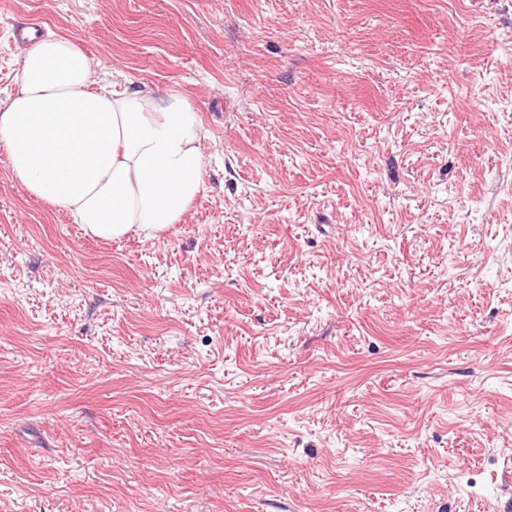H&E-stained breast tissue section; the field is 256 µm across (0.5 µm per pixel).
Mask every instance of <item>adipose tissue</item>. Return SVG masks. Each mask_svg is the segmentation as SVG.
<instances>
[{
	"label": "adipose tissue",
	"instance_id": "obj_1",
	"mask_svg": "<svg viewBox=\"0 0 512 512\" xmlns=\"http://www.w3.org/2000/svg\"><path fill=\"white\" fill-rule=\"evenodd\" d=\"M90 59L48 34L26 50L0 101V144L32 196L85 234L154 235L179 223L203 185L201 131L179 93L95 85Z\"/></svg>",
	"mask_w": 512,
	"mask_h": 512
}]
</instances>
